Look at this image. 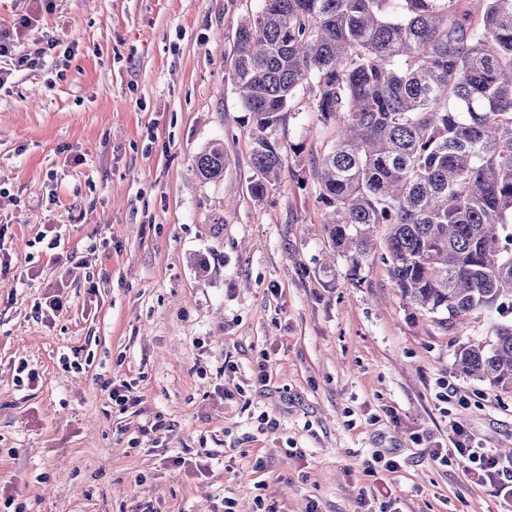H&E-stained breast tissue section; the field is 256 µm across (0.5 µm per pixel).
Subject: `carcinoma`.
I'll use <instances>...</instances> for the list:
<instances>
[{
    "label": "carcinoma",
    "mask_w": 512,
    "mask_h": 512,
    "mask_svg": "<svg viewBox=\"0 0 512 512\" xmlns=\"http://www.w3.org/2000/svg\"><path fill=\"white\" fill-rule=\"evenodd\" d=\"M262 0L236 31L229 71L252 115L261 198L281 177L265 132L315 87L336 125L319 195L337 253L359 271L385 229L381 259L425 315L512 311V0ZM224 145L194 160L224 177ZM460 373L512 389V321L468 342Z\"/></svg>",
    "instance_id": "cac0c4a2"
}]
</instances>
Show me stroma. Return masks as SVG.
Masks as SVG:
<instances>
[{"label":"stroma","mask_w":512,"mask_h":512,"mask_svg":"<svg viewBox=\"0 0 512 512\" xmlns=\"http://www.w3.org/2000/svg\"><path fill=\"white\" fill-rule=\"evenodd\" d=\"M260 5L0 0V30L31 17L26 52L77 45L0 87V512H503L431 457L455 423L512 448V391L455 367L501 318L415 311L376 251L351 274L324 228L315 168L336 129L313 91L269 132L280 180L251 193L224 54ZM214 141L224 177L207 182L194 159ZM50 295L67 309L46 320ZM22 362L37 382L17 383ZM123 380L138 410L109 399Z\"/></svg>","instance_id":"35a3bbf8"}]
</instances>
